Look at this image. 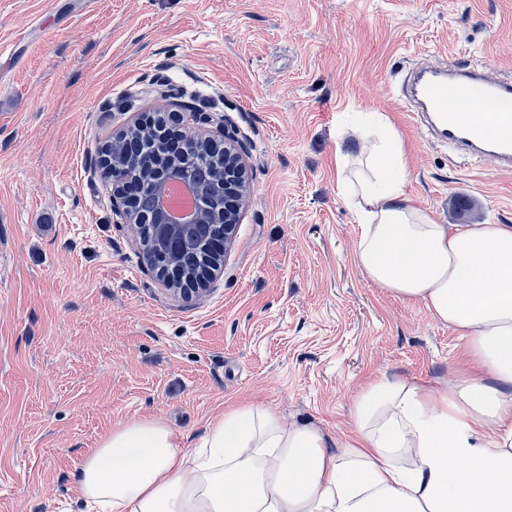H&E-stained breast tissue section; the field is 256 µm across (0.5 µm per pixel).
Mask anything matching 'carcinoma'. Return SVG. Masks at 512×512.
I'll use <instances>...</instances> for the list:
<instances>
[{
    "label": "carcinoma",
    "instance_id": "1",
    "mask_svg": "<svg viewBox=\"0 0 512 512\" xmlns=\"http://www.w3.org/2000/svg\"><path fill=\"white\" fill-rule=\"evenodd\" d=\"M121 157V175L128 188L137 196V208L149 213L157 206V196L150 180L158 161H163L170 168L181 163L192 165L195 180L200 184L216 181L224 175V152L219 146L209 149H191L184 156L170 157L167 155L165 139L160 132L143 136L137 130L127 132L126 137L117 138L116 142H106L101 147L102 161L107 163V176H112V151ZM224 235L222 223H190L185 231L177 265L181 269V287L193 288L198 276L212 266L213 257L209 243Z\"/></svg>",
    "mask_w": 512,
    "mask_h": 512
}]
</instances>
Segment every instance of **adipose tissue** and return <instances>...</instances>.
Segmentation results:
<instances>
[{
    "instance_id": "obj_1",
    "label": "adipose tissue",
    "mask_w": 512,
    "mask_h": 512,
    "mask_svg": "<svg viewBox=\"0 0 512 512\" xmlns=\"http://www.w3.org/2000/svg\"><path fill=\"white\" fill-rule=\"evenodd\" d=\"M376 125L358 164L337 156L357 265L460 332L469 369L441 390L376 379L338 452L259 406L225 412L191 451L163 420L121 423L83 456L85 512H512V226L412 207L400 137Z\"/></svg>"
}]
</instances>
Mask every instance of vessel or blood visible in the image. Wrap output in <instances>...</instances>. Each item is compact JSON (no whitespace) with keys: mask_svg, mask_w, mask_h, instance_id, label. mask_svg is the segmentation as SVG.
Segmentation results:
<instances>
[{"mask_svg":"<svg viewBox=\"0 0 512 512\" xmlns=\"http://www.w3.org/2000/svg\"><path fill=\"white\" fill-rule=\"evenodd\" d=\"M409 96L414 122L453 149L460 165L490 161L512 173V79L490 65L421 63L411 73Z\"/></svg>","mask_w":512,"mask_h":512,"instance_id":"1","label":"vessel or blood"}]
</instances>
